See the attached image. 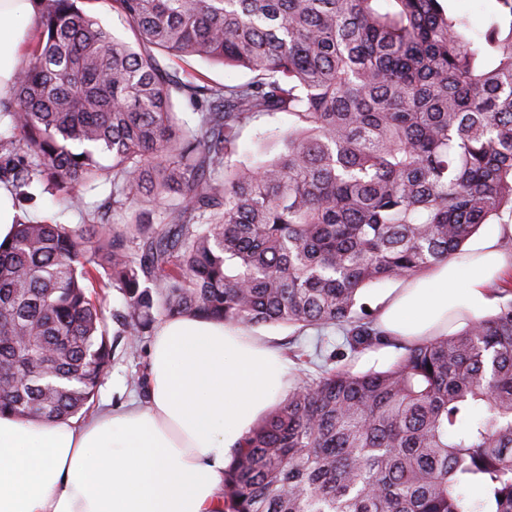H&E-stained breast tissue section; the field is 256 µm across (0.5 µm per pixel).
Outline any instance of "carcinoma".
Returning a JSON list of instances; mask_svg holds the SVG:
<instances>
[{
  "label": "carcinoma",
  "instance_id": "1",
  "mask_svg": "<svg viewBox=\"0 0 512 512\" xmlns=\"http://www.w3.org/2000/svg\"><path fill=\"white\" fill-rule=\"evenodd\" d=\"M42 2L0 112V180L70 207L104 180L129 216L21 220L0 244V413L86 407L111 364L112 288L132 336L156 311L339 325L338 367L298 377L242 438L222 512H512V299L384 371L342 365L394 344L360 289L462 255L512 211V0L481 46L445 0H104L131 41L80 0ZM191 57L252 78L184 80L171 63ZM278 112L294 125L240 153L242 128ZM81 6L88 13L95 16L114 36L124 40L132 39V34L125 18L118 12L112 11L108 4L97 0Z\"/></svg>",
  "mask_w": 512,
  "mask_h": 512
}]
</instances>
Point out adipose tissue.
<instances>
[{
    "label": "adipose tissue",
    "instance_id": "1",
    "mask_svg": "<svg viewBox=\"0 0 512 512\" xmlns=\"http://www.w3.org/2000/svg\"><path fill=\"white\" fill-rule=\"evenodd\" d=\"M40 0H0V100L14 96L21 47ZM498 233L468 261L407 279L378 319L412 342L477 316L512 268ZM287 367L262 339L219 321L164 320L151 348L147 397L52 421L0 414V512H219L224 470L242 437L285 387Z\"/></svg>",
    "mask_w": 512,
    "mask_h": 512
}]
</instances>
